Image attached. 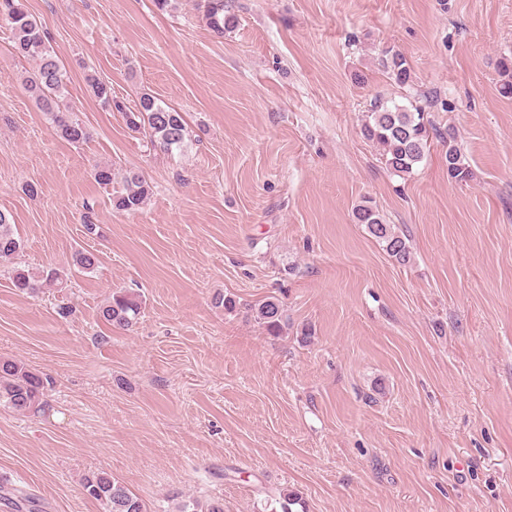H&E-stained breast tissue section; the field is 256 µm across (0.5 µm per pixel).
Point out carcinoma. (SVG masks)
Segmentation results:
<instances>
[{
  "label": "carcinoma",
  "mask_w": 512,
  "mask_h": 512,
  "mask_svg": "<svg viewBox=\"0 0 512 512\" xmlns=\"http://www.w3.org/2000/svg\"><path fill=\"white\" fill-rule=\"evenodd\" d=\"M205 16L212 29L222 34L235 27L237 19L224 11V0H205ZM0 15L10 30L12 47L24 58L35 60V67L24 78V85L37 108L44 112L57 133L72 143L86 139L87 132L72 112L61 107L67 86V73L53 53L49 34L42 24L24 9L20 0H0ZM380 66L389 78L400 87L413 82L411 66L406 56L393 48L385 51ZM500 94L512 97V59L499 63ZM94 97L107 108L123 113L127 127L133 132L148 134L150 143L165 150L184 142L187 134L181 113L158 104L154 97H140L136 110L128 109L112 96V87L100 80L90 82ZM426 107L413 102L400 104L381 96L374 98L361 127L364 139L376 144L380 162L390 173L399 177L414 174L426 158L431 142H439L444 149L443 160L448 178L468 182L473 173L466 156L458 147V132L453 127H440L428 118ZM151 192L150 184L140 175L124 178L123 187L112 196V205L121 211H136ZM359 224L365 225L387 254L399 264H406L411 257L408 238L383 222L379 213L369 205L360 204L354 211ZM11 215L0 211V263H11L21 251ZM60 281L57 269L32 270L12 268V284L24 292L40 284L47 286ZM140 295L128 290L112 293L102 307V317L115 327L127 329L136 323L141 313ZM256 316L272 336L283 333L286 323L280 301L269 297L258 305ZM50 380L27 369L13 359L0 358V408L18 414L35 413L44 405V395ZM84 494L97 501L101 512H147L143 500L132 493L111 473L100 471L84 478Z\"/></svg>",
  "instance_id": "obj_1"
}]
</instances>
